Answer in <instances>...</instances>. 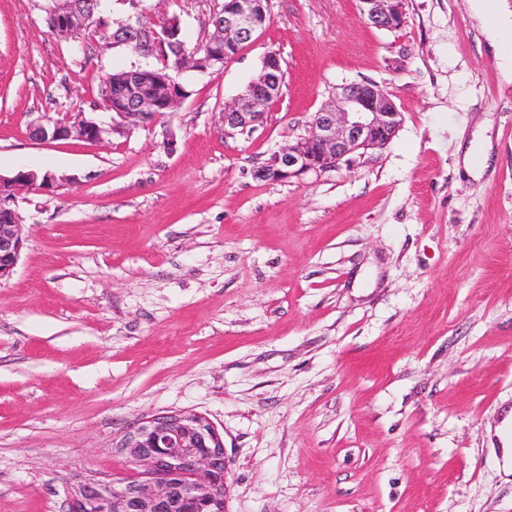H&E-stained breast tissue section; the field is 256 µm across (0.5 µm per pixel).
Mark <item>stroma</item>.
<instances>
[{"mask_svg": "<svg viewBox=\"0 0 512 512\" xmlns=\"http://www.w3.org/2000/svg\"><path fill=\"white\" fill-rule=\"evenodd\" d=\"M48 0H0V173L73 176L19 195L26 245L0 282V512H64L75 479L127 469L115 444L160 412L224 437L225 512H512L495 429L512 410V83L472 0H273L223 71L186 72L174 112L111 143L30 124L98 115L141 64L90 26L75 56ZM224 0H146L204 42ZM278 51L264 123L222 113ZM401 126L348 166L259 181L351 82ZM174 132V149L163 146ZM487 155L473 178L466 149ZM361 14L380 29L397 27L402 21L403 0H359Z\"/></svg>", "mask_w": 512, "mask_h": 512, "instance_id": "stroma-1", "label": "stroma"}]
</instances>
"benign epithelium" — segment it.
I'll return each mask as SVG.
<instances>
[{"instance_id":"7a95c632","label":"benign epithelium","mask_w":512,"mask_h":512,"mask_svg":"<svg viewBox=\"0 0 512 512\" xmlns=\"http://www.w3.org/2000/svg\"><path fill=\"white\" fill-rule=\"evenodd\" d=\"M53 33L69 40L92 17L86 0H54ZM361 14L380 29L397 27L402 21L403 0H359ZM273 0H225L224 13L213 21L205 56L180 55L175 71L219 72L235 58L272 13ZM127 40L146 46L144 57L171 43L181 34V20L173 16L158 33L132 25ZM280 53L268 51L259 74L224 107V127L241 133L266 119L270 101L279 97ZM101 106L110 121H98L83 112H67L30 128L32 139L41 142L80 140L101 143L106 137L124 135L139 120L160 112H172L187 97L186 89L169 74L150 73L143 67L129 71L121 93L112 83L100 86ZM402 122L391 95L373 82L345 84L333 99L314 113L306 133L273 152L254 171L262 181L287 182L311 172L334 170L352 156L386 145ZM67 178L19 167L9 175L0 174V280L12 276L25 245L21 216L15 201L30 190L54 192ZM118 451L140 466L125 478L80 480L71 486L67 512H224L227 465L224 439L212 422L198 414L161 413L137 420L127 427Z\"/></svg>"}]
</instances>
